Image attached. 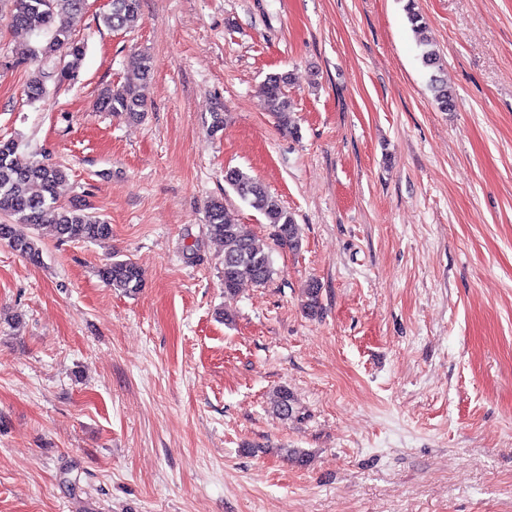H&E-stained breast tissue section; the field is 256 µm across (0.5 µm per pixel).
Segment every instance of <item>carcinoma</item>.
Here are the masks:
<instances>
[{"instance_id": "carcinoma-1", "label": "carcinoma", "mask_w": 512, "mask_h": 512, "mask_svg": "<svg viewBox=\"0 0 512 512\" xmlns=\"http://www.w3.org/2000/svg\"><path fill=\"white\" fill-rule=\"evenodd\" d=\"M12 26L39 38L36 45L22 55L31 62L47 60L62 51L68 60L57 73L62 83L76 73L85 56V45L72 37L70 19L82 13L85 0H12ZM142 22L141 0H111V10L102 17L103 25L113 31L133 29ZM423 66L431 71L429 87L437 108L451 112L455 96L443 77L439 51L424 45ZM152 74V59L147 53L135 55L132 72L116 86L103 87L97 98L100 111L110 112L129 121L143 118L146 104L140 84ZM48 75L42 70L32 72L25 93L32 100L47 91ZM288 77L274 74L263 82L262 95L267 111L274 113L290 134L298 133L290 113L293 104L286 93ZM17 142L0 140V213L9 217L0 223V241L33 264L41 262V231L47 229L62 241L101 242L112 236V225L90 211L86 203L62 205L58 188L67 173L59 165L43 161L21 165L16 160ZM224 182L251 208L260 213L271 229L270 242L255 236L244 224L228 219L224 201L211 200L205 211L208 237L223 246L221 269L224 293L232 298L245 282L264 285L277 270L272 258L273 247L296 250L301 245L300 231L293 216L272 195L262 181L239 168L225 171ZM101 278L113 288L128 295L142 286L140 268L130 260H115L100 270ZM304 309L314 316L320 310V288L310 283L305 288ZM275 411L289 418L293 413V395L286 387L277 388L272 397Z\"/></svg>"}]
</instances>
